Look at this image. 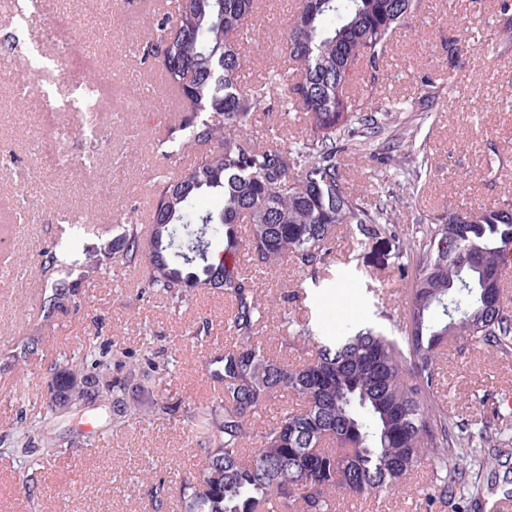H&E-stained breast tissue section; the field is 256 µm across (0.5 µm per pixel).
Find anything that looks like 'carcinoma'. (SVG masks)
Masks as SVG:
<instances>
[{"instance_id":"1","label":"carcinoma","mask_w":512,"mask_h":512,"mask_svg":"<svg viewBox=\"0 0 512 512\" xmlns=\"http://www.w3.org/2000/svg\"><path fill=\"white\" fill-rule=\"evenodd\" d=\"M257 0H177L142 47V59L179 93L183 117L158 150L168 158L190 148L183 174L158 181L152 200L153 232L141 237L124 225L121 260L143 271L144 287L179 302L194 288L221 290L231 307L227 328L236 338L213 357L211 378L224 391L221 404L199 405L186 416L202 456L195 476L180 485L184 512H336L340 496L383 497L403 488L423 458L435 474L427 505L445 503L460 512L454 484L467 472L468 453L458 447L448 418L434 401L438 350L448 334L468 336L502 352L512 350V315L500 300L512 261V204L479 205L439 216L413 241L414 276L406 297L404 334L388 336L349 324L334 337L313 324L283 318V339L315 350L299 364L271 355L257 340L265 326L252 271L287 263L316 281L330 271L336 230L355 227L366 239L393 233L385 204L369 206L352 195L336 165L340 151L385 154L397 148V131L369 107L392 34L418 12L423 0H298L280 56L286 66L271 84L241 80V44L259 34L252 20ZM448 67L479 42L465 24L448 16ZM500 39L512 40V0L499 3ZM366 66L367 97L347 87ZM304 113L310 135L302 143L259 146L244 134L255 112L270 111L274 89ZM250 224L242 240L237 225ZM244 251L250 268L232 274L215 261L212 241ZM67 246L41 252L50 282L42 318L75 296L83 271L61 260ZM86 342L81 365L101 380L112 366L150 381L175 372L174 360L151 346L125 361ZM122 409L118 428L144 417L171 420L178 406L161 400L146 410L124 400L127 384L106 383ZM298 400L257 428L263 408L278 394ZM85 404L83 389L55 385L43 401L46 421L60 414L57 397Z\"/></svg>"}]
</instances>
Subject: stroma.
Segmentation results:
<instances>
[{
  "label": "stroma",
  "instance_id": "obj_1",
  "mask_svg": "<svg viewBox=\"0 0 512 512\" xmlns=\"http://www.w3.org/2000/svg\"><path fill=\"white\" fill-rule=\"evenodd\" d=\"M294 0H260L262 26L244 46L245 78L268 77L279 62ZM36 23L20 21L15 0H0V60L18 50L43 66L96 75L110 92L85 137L71 136L75 114L59 113L61 165L45 162L40 131L41 103L22 97L20 86L34 76L21 65L0 84V442L15 444L0 454V512H153L158 485L169 488L162 512H181L175 491L193 476L199 462L195 440L183 424L133 422L112 428L107 395L94 406L63 414L51 428L60 446L45 456L28 440L40 422L48 386L77 373L76 361L93 336L135 351L143 343L178 362L172 376L147 390H131L143 406L168 399L188 412L202 402L219 403L220 385L205 371L210 357L233 344L226 327L224 293L199 289L173 308L164 295L144 291L141 276L119 258L123 228L148 227L158 173L182 171L190 155L164 159L156 144L177 125L180 112L161 104L159 76L141 62L150 32L142 0H34ZM499 0H426L407 26L394 34L375 98L399 109L398 121L416 126L415 138L397 150L404 166L384 156L341 152L336 162L351 192L366 204L386 195L395 210L396 236L359 240L347 227L336 239V263L317 283L303 282L292 266L257 272L261 301L271 319L290 312L299 320L318 317L322 334L335 332L338 319L399 334L406 322L410 277L400 272L399 247L441 215L480 203L512 202V46L497 35ZM466 16L482 42L456 67H448L444 43L448 13ZM79 19L78 37L100 50L96 71L67 57L58 33L67 18ZM246 134L266 146L305 140L302 113H256ZM427 166L420 180L409 171L418 157ZM500 158L495 174L486 162ZM73 239L69 262L89 270L78 294L51 321L42 319L48 283L39 254L58 236ZM38 343L25 360L13 352L29 338ZM512 394V352L502 353L467 336L449 339L438 361V405L460 423L459 435L498 440L497 413ZM478 492L468 512H499L512 498V458L492 460L474 447ZM433 476L423 461L405 492L380 500H342L337 512H449L427 505L419 489Z\"/></svg>",
  "mask_w": 512,
  "mask_h": 512
}]
</instances>
